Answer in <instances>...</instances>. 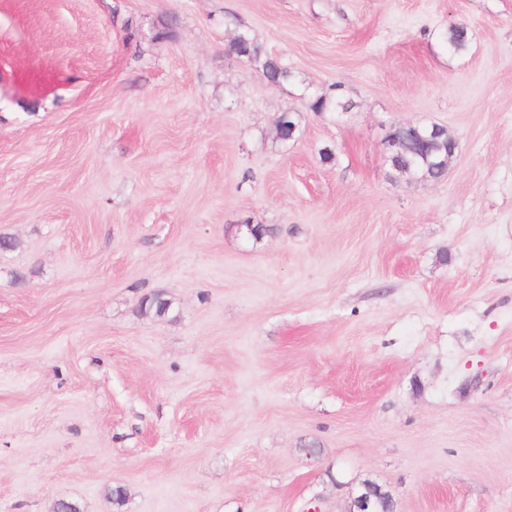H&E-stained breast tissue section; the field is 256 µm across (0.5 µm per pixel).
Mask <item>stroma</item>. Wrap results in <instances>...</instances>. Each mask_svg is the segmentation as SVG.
<instances>
[{"instance_id": "35a3bbf8", "label": "stroma", "mask_w": 512, "mask_h": 512, "mask_svg": "<svg viewBox=\"0 0 512 512\" xmlns=\"http://www.w3.org/2000/svg\"><path fill=\"white\" fill-rule=\"evenodd\" d=\"M0 235V512H512V0H0ZM229 51L260 68L269 83L281 85L293 78L288 68L284 67L277 58L267 54L248 30H241L236 34L229 46ZM310 108L313 112H348L353 103L346 100L341 94L329 91L308 92ZM414 127L419 132L421 138L419 147L413 148L415 151L422 152L426 146L437 139H442L448 143V151L430 154L433 155V163L431 164L433 169L447 170L450 160L455 156L458 142L454 137L448 135L444 127L437 123H392L389 126L384 141L386 161L388 162L396 155H400L410 149L406 131ZM382 501L392 503L389 495L382 493L377 486L365 483L361 492L354 497L349 512H379L378 504Z\"/></svg>"}]
</instances>
